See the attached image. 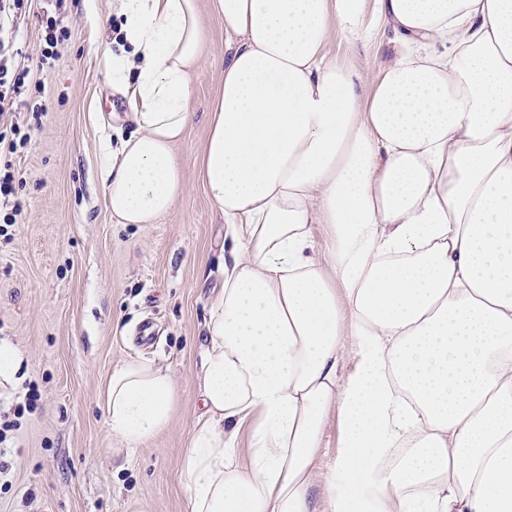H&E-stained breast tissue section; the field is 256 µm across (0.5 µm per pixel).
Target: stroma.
<instances>
[{
  "label": "stroma",
  "instance_id": "1",
  "mask_svg": "<svg viewBox=\"0 0 512 512\" xmlns=\"http://www.w3.org/2000/svg\"><path fill=\"white\" fill-rule=\"evenodd\" d=\"M114 0H32L20 19L18 63L34 66L41 15L57 12L71 32L58 58L37 73L13 114L28 137L13 156L22 212L0 232V341L23 357L18 380L0 386V414L12 396L36 394L0 458V512H188L179 474L201 413V362L208 309L224 285V259L233 241L206 197L199 158L207 113L224 80V25L209 0H198L206 36L204 63L194 78L193 122L174 147L184 191L173 211L154 224H118L96 177L103 129L128 136L119 94L107 84L106 41L120 23ZM337 64L355 68L362 93L391 48L384 38L353 43L337 32ZM152 320L153 347L137 332ZM144 359L172 375L176 400L169 424L133 451L112 436L103 392L108 373L124 359ZM340 424H324L311 496L329 512L324 487L339 452Z\"/></svg>",
  "mask_w": 512,
  "mask_h": 512
}]
</instances>
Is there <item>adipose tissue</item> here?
Listing matches in <instances>:
<instances>
[{"label":"adipose tissue","mask_w":512,"mask_h":512,"mask_svg":"<svg viewBox=\"0 0 512 512\" xmlns=\"http://www.w3.org/2000/svg\"><path fill=\"white\" fill-rule=\"evenodd\" d=\"M368 1L210 0L229 55L200 170L234 247L180 461L189 512H317L333 412L330 512H512V0H372L394 56L365 95L329 45ZM119 13L106 66L135 131L102 137L98 175L117 223L153 224L184 189L173 148L205 40L197 0ZM174 400L167 372L119 361L107 425L139 448ZM311 236L316 250L315 257L321 263L327 276L332 275V261L329 251V228L325 224L311 225ZM339 443V416L333 412L324 424L320 463L312 478L311 496L319 512H329L328 503L324 497V487L330 475L331 461L335 454L337 456L339 453Z\"/></svg>","instance_id":"obj_1"}]
</instances>
